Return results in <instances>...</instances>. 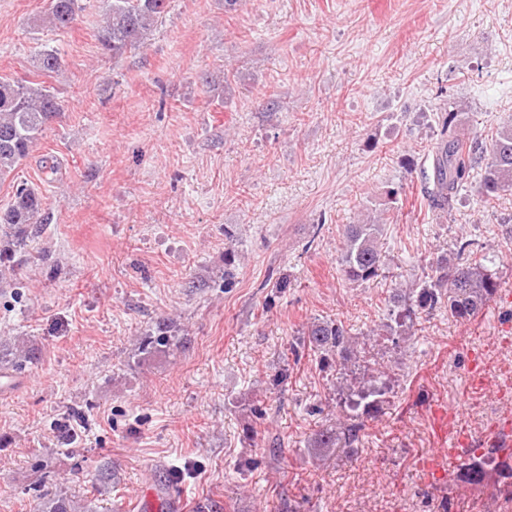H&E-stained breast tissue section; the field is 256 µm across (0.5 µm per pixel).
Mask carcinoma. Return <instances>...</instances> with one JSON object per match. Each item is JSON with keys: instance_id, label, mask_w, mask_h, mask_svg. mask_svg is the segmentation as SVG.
Returning <instances> with one entry per match:
<instances>
[{"instance_id": "obj_1", "label": "carcinoma", "mask_w": 512, "mask_h": 512, "mask_svg": "<svg viewBox=\"0 0 512 512\" xmlns=\"http://www.w3.org/2000/svg\"><path fill=\"white\" fill-rule=\"evenodd\" d=\"M169 0H107L98 41L103 50L119 57L142 48L159 18L166 12ZM80 0H50L49 7L39 21L53 30L71 26ZM41 76L57 75L64 69L63 58L55 49H45L33 62ZM62 112V104L53 88L33 80L0 78V181L6 179L30 155L36 142L49 124ZM458 113L448 111L446 129L448 139L432 157L430 170L423 171L425 194L430 207L446 209L452 206L459 192L466 187L475 165H482L479 193L485 199L512 192V125L497 129L491 142L477 136H465L455 128ZM43 198L27 183L16 185L11 202L0 211V233L21 246L30 234V225L43 222ZM383 234L382 219L347 225L342 271L353 283L370 281L386 273V260L380 249ZM474 243L460 240L458 257L442 256L431 265L430 273L422 282H412L395 290L394 323L387 325L390 332L402 336L414 327L417 315L448 305L450 315L466 321L477 315L499 288L497 272L491 270L484 258L476 256ZM468 255L463 261L461 256ZM304 342L310 349L329 356L347 349L351 335L338 321H317L304 332ZM182 347L181 339L161 329L155 336L143 341L142 351L152 354L174 351ZM383 367H364V378L353 395L343 401L345 417L342 431L322 426L313 433L318 448L354 450L359 441L360 413H369L388 393L382 381ZM494 465L500 492L512 495V463L497 457H472L458 467L459 477L468 484H485L487 466ZM35 512H88L87 506L58 492L36 505Z\"/></svg>"}]
</instances>
